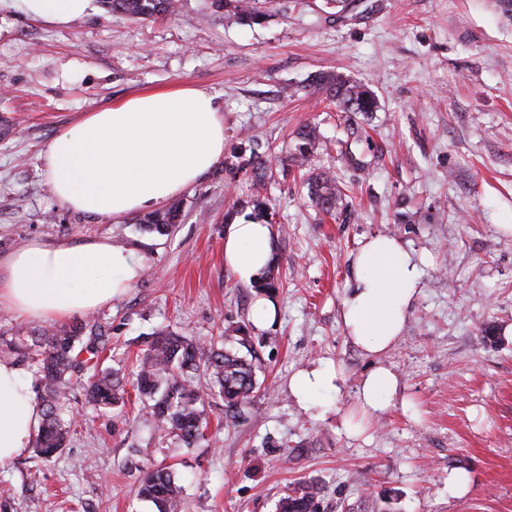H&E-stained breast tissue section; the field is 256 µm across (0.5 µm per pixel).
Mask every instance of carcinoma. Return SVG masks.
Segmentation results:
<instances>
[{
  "instance_id": "obj_1",
  "label": "carcinoma",
  "mask_w": 512,
  "mask_h": 512,
  "mask_svg": "<svg viewBox=\"0 0 512 512\" xmlns=\"http://www.w3.org/2000/svg\"><path fill=\"white\" fill-rule=\"evenodd\" d=\"M109 13L133 19L165 17L175 12V0H101ZM258 0H211L213 12L248 22L258 17ZM318 90L352 118L366 116L377 108L376 99L365 87L339 75L320 74ZM309 196L321 211L338 210L345 198L344 185L336 179L315 175L308 178ZM181 219V206L174 203L146 216L141 226L150 233L168 235ZM105 326L78 322L68 328H45L32 337V343L19 345L0 338V352L21 355L41 367L44 380L42 422L35 438L37 452L52 458L62 452L77 415L63 402L69 391L83 393L86 402L99 412H120L127 391L119 375L98 368V360L108 345ZM235 342L246 354L226 350L213 343L204 344L172 331H160L146 341L134 390L156 422L184 443L203 436L206 426L204 398L194 385L198 371L208 374L214 394L224 399V407L235 411L249 403L261 390L253 361V347L246 329H236ZM181 486L172 471L161 468L146 473L139 496L156 512H183ZM321 483L300 480L289 486L276 504V512H317L323 496Z\"/></svg>"
}]
</instances>
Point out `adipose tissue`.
Returning a JSON list of instances; mask_svg holds the SVG:
<instances>
[{
	"instance_id": "obj_1",
	"label": "adipose tissue",
	"mask_w": 512,
	"mask_h": 512,
	"mask_svg": "<svg viewBox=\"0 0 512 512\" xmlns=\"http://www.w3.org/2000/svg\"><path fill=\"white\" fill-rule=\"evenodd\" d=\"M25 12L50 25L84 16L90 0H22ZM224 155V115L218 97L194 87L146 92L90 113L49 142L42 163L57 201L72 210L120 218L160 205L194 186ZM271 225L246 219L224 231V265L252 285L272 263ZM134 252L106 239L84 243L34 240L0 267V307L24 319L62 321L111 304L143 274ZM423 287L422 260L396 238L363 240L342 302L351 341L378 357L399 340ZM334 366L298 372L290 391L312 410L322 391H340ZM400 389L388 367L374 366L357 391L343 431L359 434L360 420L383 412ZM41 407L18 364L0 359V464L31 443Z\"/></svg>"
}]
</instances>
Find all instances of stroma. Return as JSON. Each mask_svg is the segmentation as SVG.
Here are the masks:
<instances>
[{
    "label": "stroma",
    "mask_w": 512,
    "mask_h": 512,
    "mask_svg": "<svg viewBox=\"0 0 512 512\" xmlns=\"http://www.w3.org/2000/svg\"><path fill=\"white\" fill-rule=\"evenodd\" d=\"M241 24L208 0L134 20L93 4L66 26L0 11V258L25 243L107 238L146 269L127 294L86 313L107 317L104 367L134 380L137 355L168 328L200 339L248 326L262 390L229 413L206 392L204 437L185 447L136 400L121 415L78 408L60 455L33 448L0 466V512H154L137 496L170 468L184 512H275L288 486L317 478V512H512V13L501 0H263ZM337 73L367 86L372 117L349 129L314 84ZM185 85L218 94L224 156L178 195L173 233L142 232V213L83 214L52 195L41 154L62 129L144 90ZM317 139L299 152L300 130ZM273 177L251 186L253 152ZM347 189L336 215L308 197L309 175ZM263 203L273 215L279 318L251 325L255 288L224 266L228 221ZM401 240L424 257L423 290L397 346L382 357L400 400L362 434L341 418L374 366L341 318L360 241ZM498 340L490 342L486 330ZM339 365L340 393L307 413L292 376ZM470 476L448 494V474Z\"/></svg>",
    "instance_id": "obj_1"
}]
</instances>
